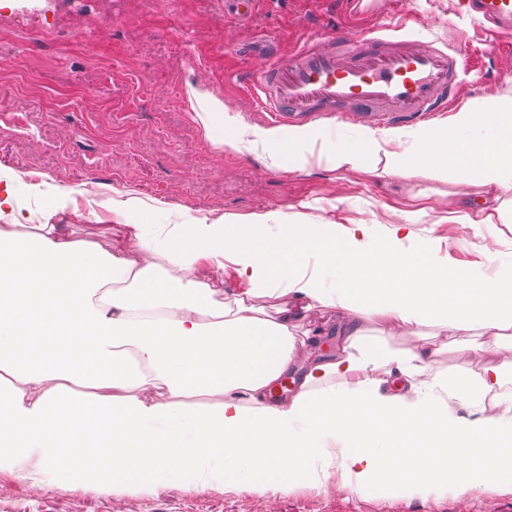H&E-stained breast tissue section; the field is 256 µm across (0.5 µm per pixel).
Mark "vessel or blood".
Here are the masks:
<instances>
[{
	"label": "vessel or blood",
	"instance_id": "vessel-or-blood-1",
	"mask_svg": "<svg viewBox=\"0 0 512 512\" xmlns=\"http://www.w3.org/2000/svg\"><path fill=\"white\" fill-rule=\"evenodd\" d=\"M461 4L488 32L512 36V0ZM403 20L389 11L383 24L357 37L328 33L252 74L262 109L282 125L313 112L417 123L451 111L467 76L481 68L480 56L403 34Z\"/></svg>",
	"mask_w": 512,
	"mask_h": 512
}]
</instances>
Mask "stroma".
Returning <instances> with one entry per match:
<instances>
[{
    "mask_svg": "<svg viewBox=\"0 0 512 512\" xmlns=\"http://www.w3.org/2000/svg\"><path fill=\"white\" fill-rule=\"evenodd\" d=\"M457 2L403 0V8L409 25L439 46L464 36L482 51L487 75L469 76L466 99L512 95V57L461 18ZM378 22L337 12L329 0H256L244 22L225 13L224 0H112L108 18L79 0H0V167L18 176L20 208L52 213L80 241L106 245L126 234L105 210L91 222L55 212L58 196L89 189L104 199L118 191L138 197L146 223L157 225L278 210L331 220L343 231L374 215L383 237L401 214L418 213L415 236L434 243L440 258L488 266L494 253H512V224L441 223L450 203L477 196L462 175L440 181L315 161L290 172L273 165L262 145L224 150L223 117L199 119L214 98L241 127H267L247 70L338 26ZM0 512H512V488L425 500L329 480L285 494L165 485L112 495L0 472Z\"/></svg>",
    "mask_w": 512,
    "mask_h": 512,
    "instance_id": "stroma-1",
    "label": "stroma"
}]
</instances>
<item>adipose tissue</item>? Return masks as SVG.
<instances>
[{
  "mask_svg": "<svg viewBox=\"0 0 512 512\" xmlns=\"http://www.w3.org/2000/svg\"><path fill=\"white\" fill-rule=\"evenodd\" d=\"M249 134L288 171L314 158L336 170L382 160L388 172L441 180L465 170L480 194L457 204L453 223L512 224V96L476 98L448 123L412 134ZM144 212L136 197L113 199L112 218L128 231L115 249L46 221L18 237L16 226L29 224L20 213L0 225V471L106 494L170 482L285 493L296 481L318 487L333 476L425 499L512 487V399L501 392L502 368L483 363L485 346H471L451 377L434 370L436 349L373 347L364 328L371 317L412 336L430 327L449 345L478 330H511L512 255L472 269L438 259L430 245L406 247L414 215L380 240L369 220L341 233L333 221L277 211L230 224L189 217L162 235L143 224ZM164 261L182 278L165 276ZM228 262L245 286L218 303L212 284ZM288 294L335 310L340 350L323 356L324 333L295 335L298 310L268 317L264 299ZM381 366L408 391L381 392L372 376ZM290 376L298 391L275 399ZM444 390L493 412L453 417ZM193 395L217 403L183 405ZM63 403L96 417L73 425L66 465L54 444ZM397 456L403 468H394ZM284 457L296 467L282 469Z\"/></svg>",
  "mask_w": 512,
  "mask_h": 512,
  "instance_id": "adipose-tissue-1",
  "label": "adipose tissue"
}]
</instances>
